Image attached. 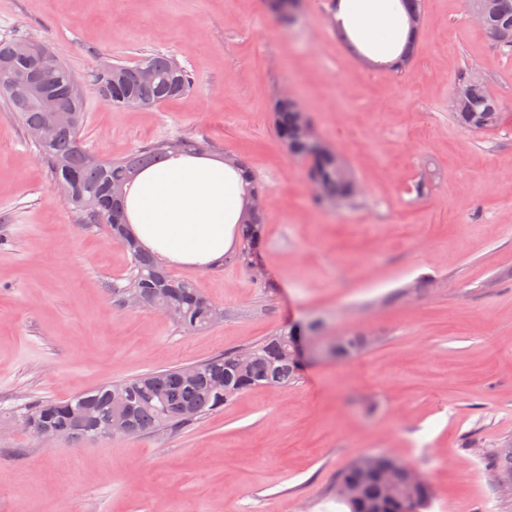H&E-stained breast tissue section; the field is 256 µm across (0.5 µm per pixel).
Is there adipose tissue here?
<instances>
[{"label":"adipose tissue","mask_w":512,"mask_h":512,"mask_svg":"<svg viewBox=\"0 0 512 512\" xmlns=\"http://www.w3.org/2000/svg\"><path fill=\"white\" fill-rule=\"evenodd\" d=\"M347 29L389 60L407 27L394 0H342ZM241 181L211 159L183 157L143 171L127 201L130 229L142 245L172 264L203 268L233 242Z\"/></svg>","instance_id":"ef3b65f1"}]
</instances>
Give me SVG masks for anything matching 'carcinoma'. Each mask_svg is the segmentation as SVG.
<instances>
[{"instance_id":"1","label":"carcinoma","mask_w":512,"mask_h":512,"mask_svg":"<svg viewBox=\"0 0 512 512\" xmlns=\"http://www.w3.org/2000/svg\"><path fill=\"white\" fill-rule=\"evenodd\" d=\"M339 0H333L330 14L334 30L353 54L362 56L351 40L344 19L339 17ZM408 23V33L397 58L385 66L405 70L412 62L421 34L417 18L424 13V0H400ZM471 10L486 13L487 26L512 41V0H470ZM47 75L53 79L49 92L67 105L61 124L49 142L40 144L63 202L79 212L89 224H105L112 238L122 241L133 259V273L124 293L141 299L144 307L169 306L177 309L174 321L188 334L209 328L219 310L187 279L171 274L161 259L142 248L128 232L124 198L136 174L145 167L172 156L198 154V143L182 139L173 150L161 141L137 150L121 159H102L85 151L80 143L83 123L82 93L68 67L48 56ZM34 72L26 58L14 52V42H0V96L7 98L11 111L29 136H34L45 120L39 97L16 95L7 86L10 74ZM100 94L115 107L152 109L183 96L191 85V76L173 57L151 54L137 63H115L96 77ZM453 114L464 128L483 132L497 127L502 119V103L484 81L471 74L459 83ZM273 126L288 152L309 163L310 180L316 184L317 204L344 203L354 198L357 182L343 158L329 148L314 132L307 112L292 98L276 99L272 105ZM224 162L245 181L248 200L266 195L249 170L244 157L224 154ZM243 248L231 260L248 267L257 252L263 213L246 206L239 221ZM306 335L302 324L276 331L252 347V357L242 369L235 354L217 356L192 366L187 379L184 368L149 371L135 378L96 386L66 400H36L18 415L21 423L33 431L64 436L72 443L107 437H137L156 431L178 430L216 412L238 394L257 387L284 388L297 382L304 367L288 356L290 345ZM382 469L384 458L360 457L343 470L336 481V503L348 512H371L377 503L379 512H426L432 501L428 480L417 484L399 482L388 490L378 481L364 484L363 496L350 500L341 488L357 480L365 465ZM493 470L512 479V447L499 449Z\"/></svg>"}]
</instances>
